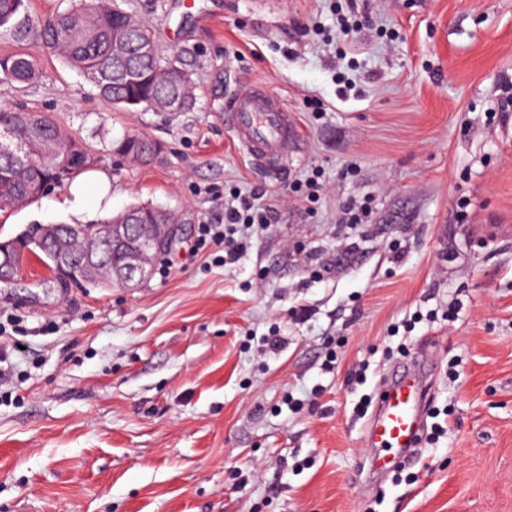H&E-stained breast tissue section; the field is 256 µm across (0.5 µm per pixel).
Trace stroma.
<instances>
[{
	"instance_id": "stroma-1",
	"label": "stroma",
	"mask_w": 512,
	"mask_h": 512,
	"mask_svg": "<svg viewBox=\"0 0 512 512\" xmlns=\"http://www.w3.org/2000/svg\"><path fill=\"white\" fill-rule=\"evenodd\" d=\"M350 1L345 41L332 9ZM122 6L191 72V111L112 108L36 40L0 36L40 67L26 87L0 81V106L85 141L112 184L108 208L69 210L63 183L1 210L0 241L135 204L182 218L169 271L137 286L0 284L28 328L0 380V512H512V0ZM247 82L299 126L281 175L224 127ZM133 134L161 157L111 153ZM315 168L311 203L290 185ZM254 188L283 201L272 226L213 263L197 247L212 191ZM353 200L372 208L355 228L336 221ZM403 343L429 357L427 422L445 432L376 490L365 428Z\"/></svg>"
}]
</instances>
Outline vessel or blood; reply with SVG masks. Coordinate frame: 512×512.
I'll list each match as a JSON object with an SVG mask.
<instances>
[{"mask_svg": "<svg viewBox=\"0 0 512 512\" xmlns=\"http://www.w3.org/2000/svg\"><path fill=\"white\" fill-rule=\"evenodd\" d=\"M224 126L251 161L274 173L284 172L283 160L297 137L296 120L263 84L242 85L225 99ZM430 384V373L417 360L385 379L376 414L366 428L375 473L391 472L417 447Z\"/></svg>", "mask_w": 512, "mask_h": 512, "instance_id": "b4317fda", "label": "vessel or blood"}]
</instances>
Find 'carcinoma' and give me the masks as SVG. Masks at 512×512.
I'll return each instance as SVG.
<instances>
[{"label": "carcinoma", "instance_id": "cac0c4a2", "mask_svg": "<svg viewBox=\"0 0 512 512\" xmlns=\"http://www.w3.org/2000/svg\"><path fill=\"white\" fill-rule=\"evenodd\" d=\"M0 34L17 39L32 37L48 51L77 69L98 91L104 101L125 108L153 110L160 102L172 100L179 111L194 107L193 80L186 69L161 63L153 33L148 24L121 7L120 0H74L61 13L37 23L30 22L28 0H0ZM39 77L36 60L26 53L0 57V78L29 84ZM21 143V152L0 150V209L33 201L41 188L61 184L75 177L73 155L86 153L48 118L7 106H0V134ZM153 139L133 135L116 142L117 152L133 160L153 158ZM141 226L154 218L169 221L178 216L166 209L133 205ZM36 225L15 237V258L29 261L34 253L43 262L50 260L54 244H37ZM60 237L74 241L76 259L88 252L101 253L100 225H60Z\"/></svg>", "mask_w": 512, "mask_h": 512}]
</instances>
